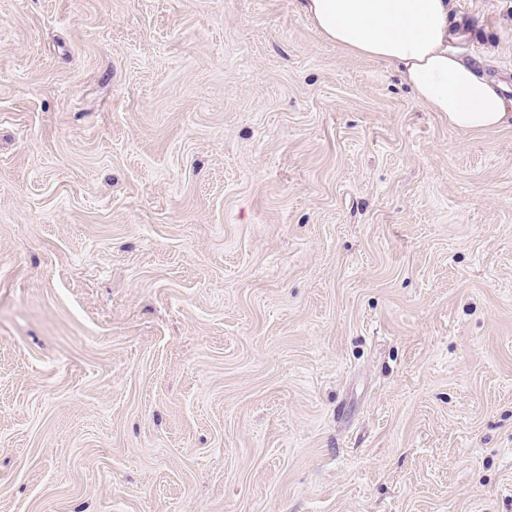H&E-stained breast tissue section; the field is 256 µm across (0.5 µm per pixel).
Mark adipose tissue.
<instances>
[{"mask_svg": "<svg viewBox=\"0 0 512 512\" xmlns=\"http://www.w3.org/2000/svg\"><path fill=\"white\" fill-rule=\"evenodd\" d=\"M320 35L399 71L418 102L454 129L512 126L502 82L464 63L448 43L451 0H301Z\"/></svg>", "mask_w": 512, "mask_h": 512, "instance_id": "obj_1", "label": "adipose tissue"}]
</instances>
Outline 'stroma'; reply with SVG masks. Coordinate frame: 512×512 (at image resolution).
I'll return each mask as SVG.
<instances>
[{
	"mask_svg": "<svg viewBox=\"0 0 512 512\" xmlns=\"http://www.w3.org/2000/svg\"><path fill=\"white\" fill-rule=\"evenodd\" d=\"M0 512H512V127L297 0H0Z\"/></svg>",
	"mask_w": 512,
	"mask_h": 512,
	"instance_id": "stroma-1",
	"label": "stroma"
}]
</instances>
